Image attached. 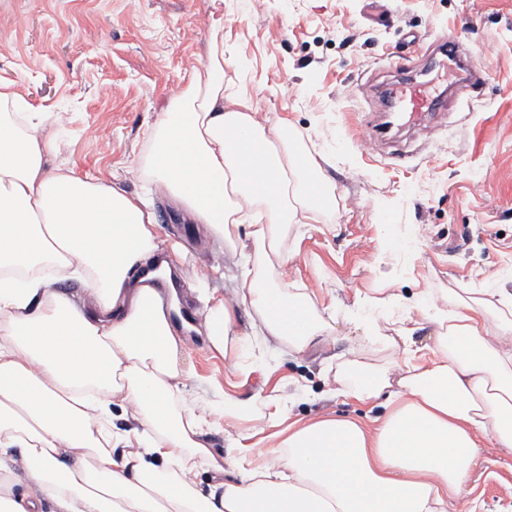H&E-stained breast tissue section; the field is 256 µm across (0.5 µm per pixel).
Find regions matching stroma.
I'll use <instances>...</instances> for the list:
<instances>
[{
  "label": "stroma",
  "instance_id": "obj_1",
  "mask_svg": "<svg viewBox=\"0 0 512 512\" xmlns=\"http://www.w3.org/2000/svg\"><path fill=\"white\" fill-rule=\"evenodd\" d=\"M442 34L482 61L484 82L459 91L447 123L414 133L404 155L363 146L381 110L377 83L395 62L437 82L444 69L430 62ZM217 41L225 93L246 92L267 129L317 160L336 196L290 224L289 260L273 272L289 295L315 303L321 330L304 350L263 343L246 304L234 309L233 350L195 331L185 338L183 398L212 410L205 443L220 461L239 442L262 465L277 415H379L333 392L350 363L381 370L395 359L348 322L362 298L373 299L383 335L414 325L411 349L422 355L440 328L413 309L416 297L450 309L512 294V0H264L260 10L253 0H0V82L51 113L63 140L53 164L131 194L150 186L149 127ZM155 213L157 243L184 272L185 315L201 324L199 286L231 298L239 255L175 202L157 197ZM390 229L408 249L384 250ZM229 400L251 417L224 414ZM447 512H512V453L485 443Z\"/></svg>",
  "mask_w": 512,
  "mask_h": 512
}]
</instances>
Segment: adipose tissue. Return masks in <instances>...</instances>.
I'll use <instances>...</instances> for the list:
<instances>
[{
    "label": "adipose tissue",
    "mask_w": 512,
    "mask_h": 512,
    "mask_svg": "<svg viewBox=\"0 0 512 512\" xmlns=\"http://www.w3.org/2000/svg\"><path fill=\"white\" fill-rule=\"evenodd\" d=\"M187 76L150 133L149 178L216 240L248 237L240 299L261 335L304 348L319 330L310 300L288 301L262 271L283 262L298 212L336 198L249 99L225 94L223 58ZM8 106L22 124L0 118V512H445L482 441L512 450V320L490 341L463 306L430 312L432 358L341 377L359 402L385 398L377 426L296 420L277 465L215 463L200 419L172 407L185 344L151 194L51 165L48 114L0 84ZM204 328L216 350L235 343L232 304L208 307ZM117 409L132 428L114 431ZM190 453L213 469L208 491L185 477Z\"/></svg>",
    "instance_id": "obj_1"
}]
</instances>
